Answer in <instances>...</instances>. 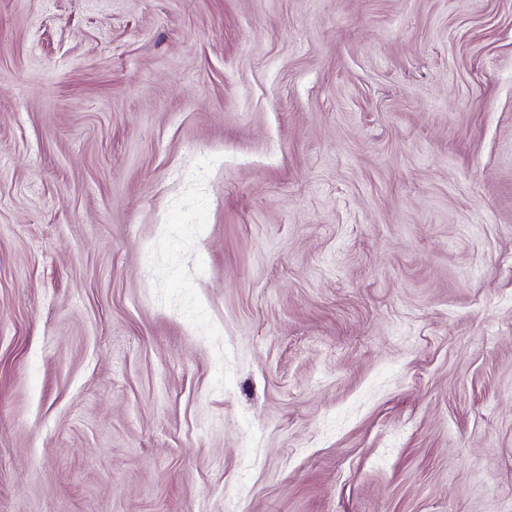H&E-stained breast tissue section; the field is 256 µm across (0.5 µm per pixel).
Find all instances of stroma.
<instances>
[{"label":"stroma","mask_w":512,"mask_h":512,"mask_svg":"<svg viewBox=\"0 0 512 512\" xmlns=\"http://www.w3.org/2000/svg\"><path fill=\"white\" fill-rule=\"evenodd\" d=\"M0 512H512V0H0Z\"/></svg>","instance_id":"stroma-1"}]
</instances>
